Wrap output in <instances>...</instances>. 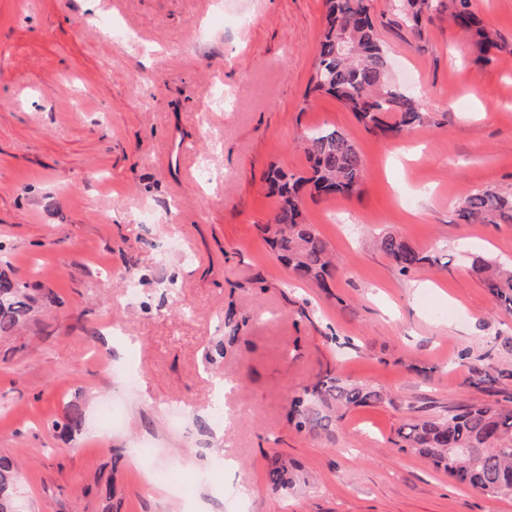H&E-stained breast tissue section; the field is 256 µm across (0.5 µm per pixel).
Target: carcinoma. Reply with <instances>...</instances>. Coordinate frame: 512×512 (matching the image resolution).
<instances>
[{
	"label": "carcinoma",
	"mask_w": 512,
	"mask_h": 512,
	"mask_svg": "<svg viewBox=\"0 0 512 512\" xmlns=\"http://www.w3.org/2000/svg\"><path fill=\"white\" fill-rule=\"evenodd\" d=\"M326 24L318 44L305 100L330 96L351 112L370 133L398 138L405 132L430 124L423 102L389 80L390 58L379 38L369 0H325ZM431 0H404L406 22L421 30ZM451 17L470 31L478 59L488 64L494 51L503 49L497 32L472 9L470 0H452ZM310 176L289 174L270 164L264 174L275 197L273 221L258 226L271 244L277 260L299 278L326 285L335 267L326 241L304 217L305 196H351L360 191L366 168L360 152L342 132L319 127L299 139ZM461 224H512V193L476 190L457 205ZM378 247L407 275L436 259L404 240L386 234ZM472 269L488 292L512 311V267L477 257ZM38 298L26 284L0 272V337L11 336L35 312ZM384 401L381 391L330 373L312 389L295 395L288 420L308 434L329 432L341 412ZM82 419L73 408L51 422L53 430L67 434ZM399 448L409 450L448 477L484 494L512 497V406L494 401L476 402L438 416L411 420L398 431ZM22 479V466L0 456V512H14V493ZM267 484L288 491L292 480L288 465L274 457L266 471Z\"/></svg>",
	"instance_id": "obj_1"
}]
</instances>
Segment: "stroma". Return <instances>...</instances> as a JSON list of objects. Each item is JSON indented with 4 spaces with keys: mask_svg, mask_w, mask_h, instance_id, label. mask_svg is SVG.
I'll return each mask as SVG.
<instances>
[{
    "mask_svg": "<svg viewBox=\"0 0 512 512\" xmlns=\"http://www.w3.org/2000/svg\"><path fill=\"white\" fill-rule=\"evenodd\" d=\"M396 2L371 13L394 80L435 121L385 139L304 98L324 0H105L94 14L0 0V269L48 296L0 340V455L25 461L16 512H512L397 444L413 417L512 401L511 379L472 381L512 368V351L487 348L512 338V312L471 271L476 256L512 262V224L453 221L468 192H512V0H471L504 45L485 67L448 0L418 33ZM318 127L367 171L358 194L305 200L336 265L325 288L294 280L257 231L275 212L265 170L305 174L297 138ZM385 233L437 264L401 276L374 246ZM172 234L179 252L162 253ZM330 370L384 402L297 432L291 397ZM73 408L70 436L48 429ZM276 454L301 477L285 494L265 480ZM170 468L198 480L171 486Z\"/></svg>",
    "mask_w": 512,
    "mask_h": 512,
    "instance_id": "obj_1",
    "label": "stroma"
}]
</instances>
